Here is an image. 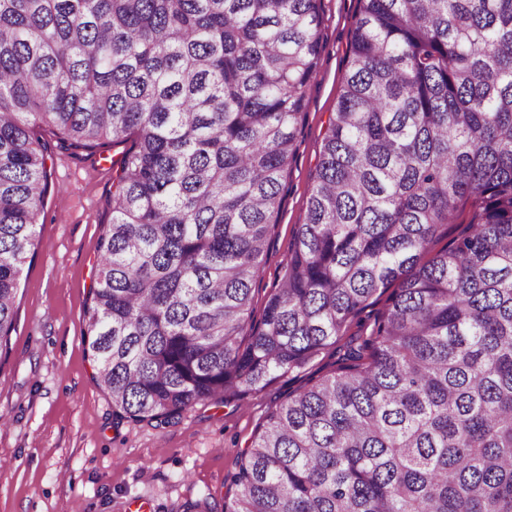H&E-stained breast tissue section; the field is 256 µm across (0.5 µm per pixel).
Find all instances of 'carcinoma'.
<instances>
[{
  "instance_id": "obj_1",
  "label": "carcinoma",
  "mask_w": 512,
  "mask_h": 512,
  "mask_svg": "<svg viewBox=\"0 0 512 512\" xmlns=\"http://www.w3.org/2000/svg\"><path fill=\"white\" fill-rule=\"evenodd\" d=\"M360 3L256 320L321 0H0V348L47 190L37 128L132 136L87 310L113 415L168 424L338 344L267 415L224 512H512V0Z\"/></svg>"
}]
</instances>
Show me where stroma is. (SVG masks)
I'll list each match as a JSON object with an SVG mask.
<instances>
[{
  "mask_svg": "<svg viewBox=\"0 0 512 512\" xmlns=\"http://www.w3.org/2000/svg\"><path fill=\"white\" fill-rule=\"evenodd\" d=\"M359 0H323L324 49L306 88L296 155L284 176L254 292L253 313L288 260L304 223L331 112L347 73ZM50 173L35 252L20 274L15 329L0 354V512H224L242 452L288 392L331 373L327 350L306 372L222 403L205 401L171 423L116 419L96 380L86 311L99 241L112 221L116 166L129 142L61 146L56 127L39 128Z\"/></svg>",
  "mask_w": 512,
  "mask_h": 512,
  "instance_id": "35a3bbf8",
  "label": "stroma"
}]
</instances>
